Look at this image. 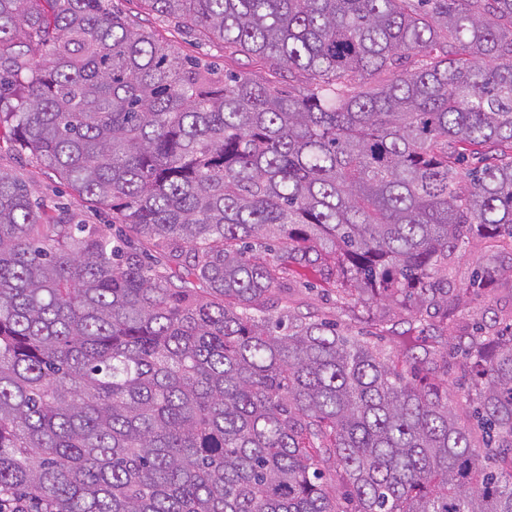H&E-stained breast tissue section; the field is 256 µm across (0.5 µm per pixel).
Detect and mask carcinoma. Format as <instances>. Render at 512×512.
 Masks as SVG:
<instances>
[{
	"instance_id": "obj_1",
	"label": "carcinoma",
	"mask_w": 512,
	"mask_h": 512,
	"mask_svg": "<svg viewBox=\"0 0 512 512\" xmlns=\"http://www.w3.org/2000/svg\"><path fill=\"white\" fill-rule=\"evenodd\" d=\"M145 2L298 84L0 0V127L125 226L45 223L0 170V512H512V330L448 346L439 279L512 250V0ZM295 264L405 309L398 353L292 311ZM471 382V376L463 370L461 363L456 359L448 358V391L457 401L460 412L464 416L472 414V404L466 402L467 388Z\"/></svg>"
}]
</instances>
